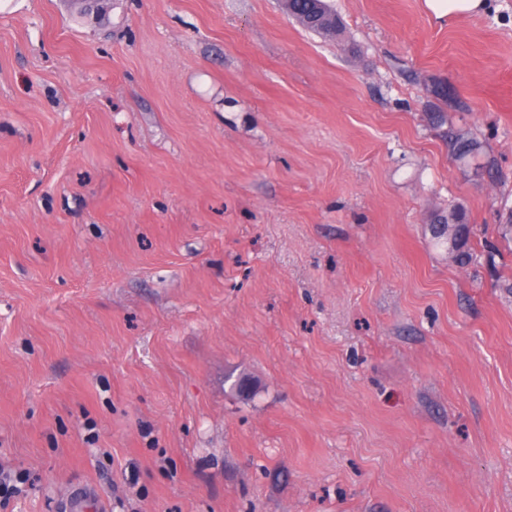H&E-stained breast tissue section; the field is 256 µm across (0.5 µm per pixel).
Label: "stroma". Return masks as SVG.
I'll use <instances>...</instances> for the list:
<instances>
[{
	"label": "stroma",
	"mask_w": 512,
	"mask_h": 512,
	"mask_svg": "<svg viewBox=\"0 0 512 512\" xmlns=\"http://www.w3.org/2000/svg\"><path fill=\"white\" fill-rule=\"evenodd\" d=\"M329 2L0 0V512H512V0ZM283 2L288 15L306 30L326 38L336 37L340 19L326 2L323 4L326 9H319L317 0H284ZM319 12L324 21L319 24L311 23ZM423 5L429 16L445 23L448 19L483 13L488 0H423ZM431 119L439 128L448 126V115L445 112H434ZM459 131H463V134L461 135ZM443 134L448 139L449 151L458 160L468 158L479 149L478 143L468 131L459 129L452 124L443 131Z\"/></svg>",
	"instance_id": "1"
}]
</instances>
